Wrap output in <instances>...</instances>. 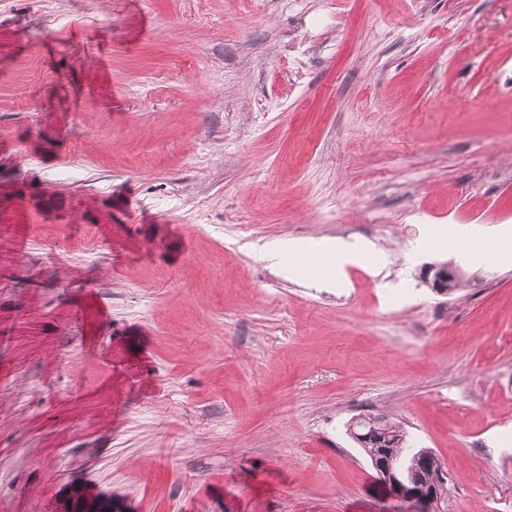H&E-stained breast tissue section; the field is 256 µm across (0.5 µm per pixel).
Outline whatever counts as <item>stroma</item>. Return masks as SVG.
I'll return each instance as SVG.
<instances>
[{
  "instance_id": "35a3bbf8",
  "label": "stroma",
  "mask_w": 512,
  "mask_h": 512,
  "mask_svg": "<svg viewBox=\"0 0 512 512\" xmlns=\"http://www.w3.org/2000/svg\"><path fill=\"white\" fill-rule=\"evenodd\" d=\"M512 0H0V512H512ZM382 255L284 274L254 246ZM450 229L442 226L422 245V249H447L457 254L463 261L482 263L512 264V229L501 237L485 242L480 249L472 247L478 237L474 224H453ZM454 269L448 263L434 264L425 266L422 270V276L425 282L431 287V290L440 295H448L451 291L448 284ZM381 421L380 433L383 436V442H377L371 439L364 444H358L351 439L368 454L369 458L383 451L395 464L401 466L406 474L416 463V457L426 448H413L410 438L404 428L396 422L386 417H378ZM371 466L376 473L379 481L388 485L394 494L410 505L411 512H444L447 502L443 501L442 495L436 494L434 487L428 484H422L419 480L410 482L401 481L394 471L392 464L377 462V458L372 456Z\"/></svg>"
}]
</instances>
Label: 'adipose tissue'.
I'll list each match as a JSON object with an SVG mask.
<instances>
[{
  "instance_id": "adipose-tissue-1",
  "label": "adipose tissue",
  "mask_w": 512,
  "mask_h": 512,
  "mask_svg": "<svg viewBox=\"0 0 512 512\" xmlns=\"http://www.w3.org/2000/svg\"><path fill=\"white\" fill-rule=\"evenodd\" d=\"M478 231L471 224H457L452 227H441L424 243L428 249H446L457 254L463 261H478L496 264L512 263V232L504 233L501 237L485 242L481 248H473L472 243L477 238ZM268 260L276 265H284L286 258L302 257L310 265H321L323 260H330L336 274H343L348 264L354 263L359 257L356 246L345 244L337 246L336 250H328L320 243H306L288 239L278 242L266 250Z\"/></svg>"
}]
</instances>
